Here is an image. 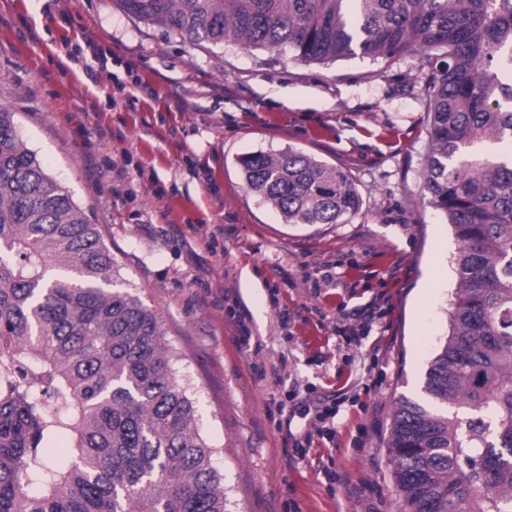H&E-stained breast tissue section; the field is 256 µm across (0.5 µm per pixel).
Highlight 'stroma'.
I'll return each instance as SVG.
<instances>
[{"instance_id":"stroma-1","label":"stroma","mask_w":512,"mask_h":512,"mask_svg":"<svg viewBox=\"0 0 512 512\" xmlns=\"http://www.w3.org/2000/svg\"><path fill=\"white\" fill-rule=\"evenodd\" d=\"M420 71L195 46L117 0H0V103L158 312L229 512H403L393 408L422 401L457 282L421 193ZM289 149L346 170L359 213L295 226L249 191L239 158ZM332 397L333 436L296 458L290 411Z\"/></svg>"}]
</instances>
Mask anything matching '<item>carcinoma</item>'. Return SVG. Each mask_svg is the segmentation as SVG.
Returning <instances> with one entry per match:
<instances>
[{
    "label": "carcinoma",
    "instance_id": "1",
    "mask_svg": "<svg viewBox=\"0 0 512 512\" xmlns=\"http://www.w3.org/2000/svg\"><path fill=\"white\" fill-rule=\"evenodd\" d=\"M193 45L422 61L428 202L459 242L450 329L389 451L405 512H512V0H118ZM0 104V512H226L223 478L155 310ZM285 223L343 224L349 175L252 154ZM69 438L66 460L50 444Z\"/></svg>",
    "mask_w": 512,
    "mask_h": 512
}]
</instances>
